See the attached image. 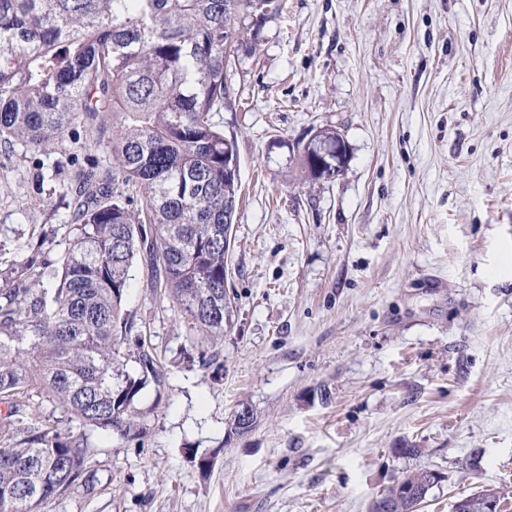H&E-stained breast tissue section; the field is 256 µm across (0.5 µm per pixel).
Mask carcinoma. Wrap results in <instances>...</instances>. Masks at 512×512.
Here are the masks:
<instances>
[{"mask_svg": "<svg viewBox=\"0 0 512 512\" xmlns=\"http://www.w3.org/2000/svg\"><path fill=\"white\" fill-rule=\"evenodd\" d=\"M278 10L277 0H0V147L44 151L76 114L112 115V165L78 172L68 248L14 261L0 279V512H44L87 485L101 449L83 430L126 442L145 433L136 402L164 390L168 373L146 337L115 334L131 324L122 302L138 254L150 287L197 332L202 365L204 343L224 337V236L240 179L236 141L213 114L234 94L229 49ZM34 391L54 407L44 421ZM435 485L434 471H412L371 512H418ZM495 498L472 494L467 512Z\"/></svg>", "mask_w": 512, "mask_h": 512, "instance_id": "obj_1", "label": "carcinoma"}]
</instances>
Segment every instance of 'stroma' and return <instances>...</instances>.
Here are the masks:
<instances>
[{
    "label": "stroma",
    "instance_id": "obj_1",
    "mask_svg": "<svg viewBox=\"0 0 512 512\" xmlns=\"http://www.w3.org/2000/svg\"><path fill=\"white\" fill-rule=\"evenodd\" d=\"M280 2L214 116L240 165L232 323L201 366L136 259L123 309L166 389L140 441L88 430L90 488L45 512H369L419 469L442 475L419 512L485 489L512 512V0ZM326 125L349 160L310 181L289 147ZM111 140L82 115L0 149L1 269L67 248L64 188Z\"/></svg>",
    "mask_w": 512,
    "mask_h": 512
}]
</instances>
